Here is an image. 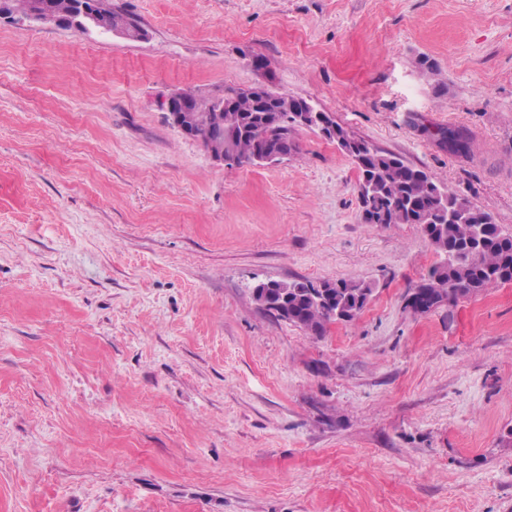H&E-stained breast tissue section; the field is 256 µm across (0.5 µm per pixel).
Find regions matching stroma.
I'll use <instances>...</instances> for the list:
<instances>
[{
	"label": "stroma",
	"mask_w": 512,
	"mask_h": 512,
	"mask_svg": "<svg viewBox=\"0 0 512 512\" xmlns=\"http://www.w3.org/2000/svg\"><path fill=\"white\" fill-rule=\"evenodd\" d=\"M112 2L148 40L0 21V512H512V283L413 309L440 257L335 143L218 163L160 106L273 83L510 233L512 0ZM269 280L374 292L315 337Z\"/></svg>",
	"instance_id": "1"
}]
</instances>
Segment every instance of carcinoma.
I'll return each instance as SVG.
<instances>
[{
  "instance_id": "cac0c4a2",
  "label": "carcinoma",
  "mask_w": 512,
  "mask_h": 512,
  "mask_svg": "<svg viewBox=\"0 0 512 512\" xmlns=\"http://www.w3.org/2000/svg\"><path fill=\"white\" fill-rule=\"evenodd\" d=\"M140 27L130 13L111 9L98 22L104 33L130 31ZM224 104V141L209 136L216 106L211 96L197 95L194 111L198 138L211 151L233 154L241 162L250 161L266 144L298 150L294 140L297 126L285 120L294 97L271 91L264 102L229 99L233 87L222 88ZM448 151L470 157L473 140L468 131L451 130ZM358 196L371 224H417L434 249L455 254V260L435 265L428 278L411 296V304L427 311L443 302L452 306L459 300L476 296L500 284L512 282V234L502 230L492 216L470 200L450 192L435 177L406 164L401 158L373 149L357 165ZM336 301L361 311L373 289L368 284L338 282ZM286 318H295L299 327L321 336L329 324L327 308L313 301L288 299Z\"/></svg>"
}]
</instances>
